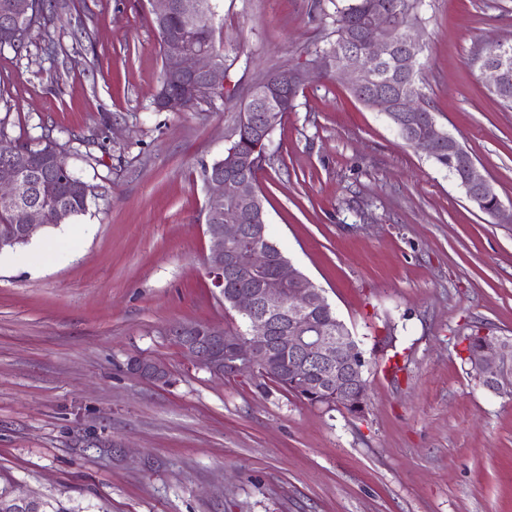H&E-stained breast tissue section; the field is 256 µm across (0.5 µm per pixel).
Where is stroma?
I'll return each mask as SVG.
<instances>
[{"label":"stroma","instance_id":"1","mask_svg":"<svg viewBox=\"0 0 512 512\" xmlns=\"http://www.w3.org/2000/svg\"><path fill=\"white\" fill-rule=\"evenodd\" d=\"M340 4L221 0L224 95L187 112L152 106L163 60L148 0H70L0 53L10 135L63 145L98 192L0 252V487L78 512H512V399L461 361L474 325L512 336V223L475 208L346 80L301 87L258 180L274 240L368 361L364 415L214 378L173 335L240 326L206 273L201 166L254 83L313 62ZM419 15L436 123L512 204V109L477 62L512 41V0H424ZM133 355L169 383L127 373Z\"/></svg>","mask_w":512,"mask_h":512}]
</instances>
